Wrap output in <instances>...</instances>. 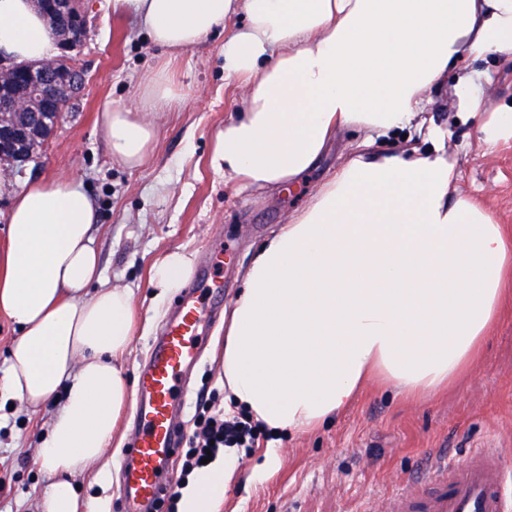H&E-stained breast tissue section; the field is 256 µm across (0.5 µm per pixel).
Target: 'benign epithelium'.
<instances>
[{
  "instance_id": "7a95c632",
  "label": "benign epithelium",
  "mask_w": 512,
  "mask_h": 512,
  "mask_svg": "<svg viewBox=\"0 0 512 512\" xmlns=\"http://www.w3.org/2000/svg\"><path fill=\"white\" fill-rule=\"evenodd\" d=\"M39 9L53 15L55 21L79 32L75 39L62 42L63 54L37 67L14 66L0 53V112L4 118L11 113L31 110L34 99L46 101L63 95L78 96L83 77L73 65L67 52L86 34L85 12L78 0H37ZM25 125L5 124L0 121V168L10 170L37 158L38 148L32 144L34 132L42 127H54L61 117L59 112L29 113Z\"/></svg>"
}]
</instances>
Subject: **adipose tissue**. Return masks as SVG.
Returning <instances> with one entry per match:
<instances>
[{
  "label": "adipose tissue",
  "instance_id": "ef3b65f1",
  "mask_svg": "<svg viewBox=\"0 0 512 512\" xmlns=\"http://www.w3.org/2000/svg\"><path fill=\"white\" fill-rule=\"evenodd\" d=\"M153 42L193 48L233 16L224 73L239 112L214 137L209 165L225 183L277 191L300 182L344 130L357 134L336 170L288 214L245 267L220 361L224 410L272 434L315 430L367 381L411 401L471 370L512 293V228L458 192L451 128L428 120L443 95L474 123L485 151L512 141V100L467 60L512 61V0H114ZM0 51L50 61L56 36L32 0H0ZM150 111L115 108L100 135L136 169L151 157L152 108L173 106L167 70L147 80ZM419 140L387 153L378 139ZM96 207L80 183L52 178L12 193L0 251V314L14 325L0 403L36 411L60 400L35 463L52 481L42 512H95L73 475L100 461L133 399L124 365L133 292L99 270ZM185 252L153 267L155 302L181 286ZM242 455L182 488L178 512H219Z\"/></svg>",
  "mask_w": 512,
  "mask_h": 512
}]
</instances>
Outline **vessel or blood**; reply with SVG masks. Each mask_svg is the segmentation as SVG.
Here are the masks:
<instances>
[{
    "instance_id": "vessel-or-blood-1",
    "label": "vessel or blood",
    "mask_w": 512,
    "mask_h": 512,
    "mask_svg": "<svg viewBox=\"0 0 512 512\" xmlns=\"http://www.w3.org/2000/svg\"><path fill=\"white\" fill-rule=\"evenodd\" d=\"M223 305V278L215 268L202 270L181 295L140 373L135 431L120 463L121 493L136 512H146L170 484L168 463L183 434L178 411L208 340L206 328ZM507 473L499 448L440 460L424 482L407 483L387 499L386 512H512Z\"/></svg>"
}]
</instances>
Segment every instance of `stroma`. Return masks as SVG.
<instances>
[{"label":"stroma","mask_w":512,"mask_h":512,"mask_svg":"<svg viewBox=\"0 0 512 512\" xmlns=\"http://www.w3.org/2000/svg\"><path fill=\"white\" fill-rule=\"evenodd\" d=\"M83 6L87 34L69 52L85 73L82 97L64 113L38 161L16 170L9 187L0 189V239L13 188L58 176L82 185L98 208L94 246L102 275L134 294L137 329L127 358L134 380L181 296L176 289L154 303V263L179 249L197 271L211 263L216 243H223L224 300L232 302L256 248L288 211L304 204L308 187L335 170L339 152L328 149L300 192L258 194L225 184L208 158L215 133L238 110L241 97L238 82L224 76L227 29L173 55L152 41L132 13L113 10L111 0H84ZM163 66L184 101L161 120L150 163L131 169L108 152L99 133L103 116L117 107L141 111L146 79ZM452 126L448 150L458 160L459 191L512 227V142L488 152L471 125ZM209 336L192 389L220 397L223 322ZM53 410L50 404L36 412L18 405L0 419V512H40L50 479L34 457ZM133 429V413L125 411L102 462L73 478L81 498L104 501L107 512H126L117 492L119 458ZM277 446L279 470L257 484L233 485L221 512H382L393 483L424 476L441 457L501 448L512 463V309L494 329L482 361L448 392L414 406L371 384L343 415L313 433L281 438Z\"/></svg>","instance_id":"obj_1"}]
</instances>
